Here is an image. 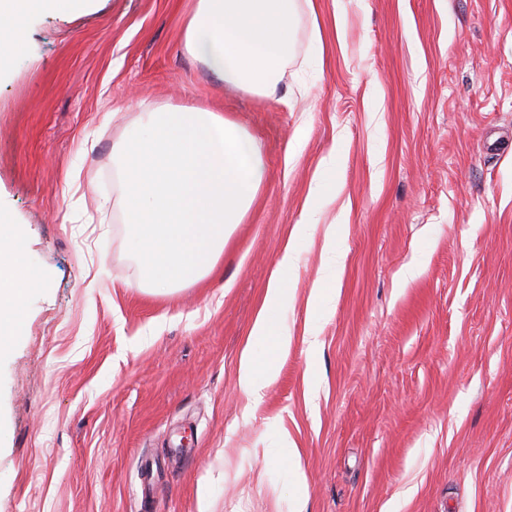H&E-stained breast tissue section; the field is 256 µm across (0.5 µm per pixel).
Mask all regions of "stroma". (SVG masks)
<instances>
[{
    "mask_svg": "<svg viewBox=\"0 0 512 512\" xmlns=\"http://www.w3.org/2000/svg\"><path fill=\"white\" fill-rule=\"evenodd\" d=\"M195 4L46 8L6 53L0 213L40 286L0 352V512H512V0H298L273 98L187 52ZM185 107L267 178L218 273L153 295L112 149ZM290 244L255 398L239 360Z\"/></svg>",
    "mask_w": 512,
    "mask_h": 512,
    "instance_id": "obj_1",
    "label": "stroma"
}]
</instances>
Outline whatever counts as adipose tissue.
I'll use <instances>...</instances> for the list:
<instances>
[{
	"instance_id": "1",
	"label": "adipose tissue",
	"mask_w": 512,
	"mask_h": 512,
	"mask_svg": "<svg viewBox=\"0 0 512 512\" xmlns=\"http://www.w3.org/2000/svg\"><path fill=\"white\" fill-rule=\"evenodd\" d=\"M49 0H0V47L17 43L33 12ZM296 0H197L184 32L187 51L217 79L255 95L274 97L292 52ZM295 265L293 248H285L266 290L238 368V385L259 395L274 377L271 358L258 352L265 344L286 350L289 337L278 318ZM39 281L30 269L16 230L0 217V350L21 323L24 303Z\"/></svg>"
}]
</instances>
